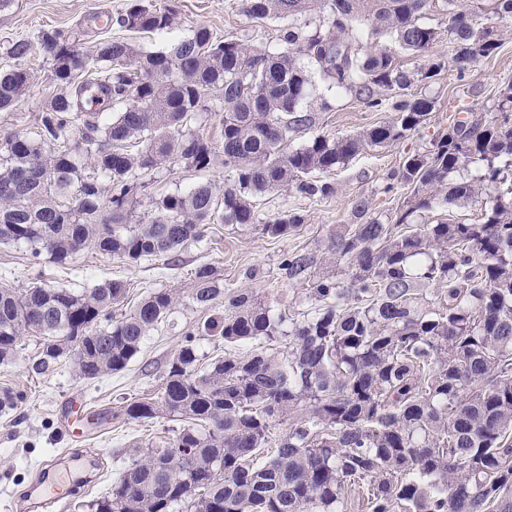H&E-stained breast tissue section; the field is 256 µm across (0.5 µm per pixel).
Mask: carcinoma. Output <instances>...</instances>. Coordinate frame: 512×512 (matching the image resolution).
<instances>
[{
    "label": "carcinoma",
    "mask_w": 512,
    "mask_h": 512,
    "mask_svg": "<svg viewBox=\"0 0 512 512\" xmlns=\"http://www.w3.org/2000/svg\"><path fill=\"white\" fill-rule=\"evenodd\" d=\"M434 2L241 0L256 20L326 15L310 34L285 31L277 53L202 26L161 51L112 37L87 50L78 28L12 43L17 64L0 72V111L36 79L24 66L36 45L56 91L36 130L0 139V244L23 243L57 265L88 248L133 263L203 241L210 224L271 238L298 233L303 215L262 223L253 199L282 188L330 196L326 176L424 127L435 101L410 92L413 85L447 65L462 80L501 47L494 27L473 18L487 12L511 22L512 0L465 8L440 0L454 44L447 62L434 53L441 31L421 22ZM177 20L171 6L127 0L115 24L149 33ZM357 25L390 36L424 66L412 73L389 51L363 46ZM310 64L372 109L383 105L379 90L402 91L394 118L286 149L290 133L313 124L300 108ZM92 91L116 110L111 122L85 109ZM497 98L496 120L455 119L432 150L404 160L384 187L407 189L395 223L366 217L367 204L356 203L363 222L345 225L332 243L343 275L313 274L308 253L284 255L281 269L306 282L317 303L288 329L253 292L224 291L216 267L195 271L190 303L208 309L224 298V314L201 335L254 349L202 367L194 335L185 337L158 392L125 407L130 420L185 425L165 447L134 458L109 495L92 501L94 512H343L352 487L363 512H512V80ZM202 112L218 122L220 145L192 127ZM473 160L483 162L477 179L448 181ZM172 163L196 171L220 164L228 183L167 193L151 200L148 223L133 221L144 185L132 171ZM490 190L477 223H415L440 197L459 204ZM126 295V283L112 278L91 288L0 282V363L16 356L20 337L34 336L36 371L63 358L83 379L124 370L176 300L155 290L114 316ZM24 400L0 388V411Z\"/></svg>",
    "instance_id": "cac0c4a2"
}]
</instances>
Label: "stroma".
<instances>
[{"instance_id":"35a3bbf8","label":"stroma","mask_w":512,"mask_h":512,"mask_svg":"<svg viewBox=\"0 0 512 512\" xmlns=\"http://www.w3.org/2000/svg\"><path fill=\"white\" fill-rule=\"evenodd\" d=\"M146 2L156 8L170 4L178 10V22L172 29L134 36V44L148 50L164 49L194 28L204 26L220 38H238L278 52L283 48L280 35L285 28L307 34L324 23L319 12L288 21H257L242 12L239 0ZM125 4L126 0H13L8 8L0 10V71L12 64L6 55L12 40L33 39L48 29L68 31L92 13L118 14ZM497 28L502 39L498 53L480 59L468 79L457 80L453 71L445 69L435 80L419 84V92L434 98L437 106L418 135L366 150L355 157L330 175L335 192L327 198L309 199L289 190L255 198L260 220L288 211L304 215L305 223L299 234L272 239L238 225L213 224L203 242L166 257L128 263L85 250L63 267L39 262L23 245H0V282L17 288L35 282L62 288H89L105 279L118 278L128 286L125 308L130 311L152 289L175 288L184 293L192 285L196 268L210 264L222 274L225 290L251 289L261 299L272 302L276 313L284 318H302L314 308L315 302L307 283L289 280L281 270L283 255L292 248L305 250L317 257V270H324L337 229L358 221L354 212L356 201L368 203L369 216L385 224L393 223L403 196L384 193L383 188L405 158L430 149L433 138L447 128L452 118L473 114L488 121L497 115L498 86L512 77V22L498 23ZM27 64L37 70L39 80L14 107L0 111V136L33 131L35 117L53 91L46 55L35 51ZM380 96L384 106L373 111L353 93L336 89L322 76H315L311 94L303 106L313 111L316 122L310 128L292 133L288 147L297 148L318 135L331 138L354 135L391 120L395 93L384 89ZM140 180L146 189L137 218L146 223L154 215L151 198L176 190L186 191L201 182L223 184L224 170L214 167L194 171L170 164L141 174ZM223 309V303L219 302L212 309L201 310L183 296L171 313L148 332L139 355L126 369L96 379L76 376L66 361L44 372H34L38 345L34 337L22 338L17 357L0 363V387L9 386L26 395L21 409L0 413V512H29L26 492L43 461L51 456L69 460V480L77 488L39 512H91L90 503L109 491L113 480L134 457L158 447L182 428V421L173 419L140 422L127 419L124 408L134 399L156 393L169 360L186 334L196 333L205 320L219 316ZM80 400L86 402L99 422L85 428L83 438L79 439L71 434L68 421L74 403Z\"/></svg>"}]
</instances>
